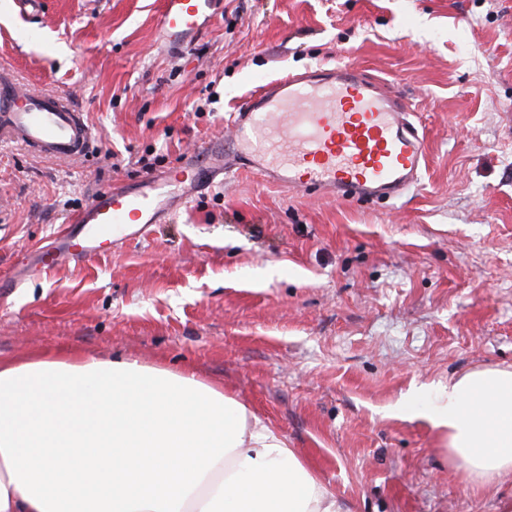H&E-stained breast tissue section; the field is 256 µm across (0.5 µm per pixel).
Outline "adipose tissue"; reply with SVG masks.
I'll return each mask as SVG.
<instances>
[{"instance_id": "adipose-tissue-1", "label": "adipose tissue", "mask_w": 512, "mask_h": 512, "mask_svg": "<svg viewBox=\"0 0 512 512\" xmlns=\"http://www.w3.org/2000/svg\"><path fill=\"white\" fill-rule=\"evenodd\" d=\"M421 412L477 488L512 471V368ZM0 512H345L284 436L191 374L94 357L0 361Z\"/></svg>"}]
</instances>
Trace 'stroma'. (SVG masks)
<instances>
[{
  "label": "stroma",
  "mask_w": 512,
  "mask_h": 512,
  "mask_svg": "<svg viewBox=\"0 0 512 512\" xmlns=\"http://www.w3.org/2000/svg\"><path fill=\"white\" fill-rule=\"evenodd\" d=\"M0 0V71L97 136L65 163L0 139V359L78 353L192 373L281 433L345 512H499L428 421L398 412L512 367V0H223L192 58L161 0ZM348 59L423 132L416 189L336 201L238 170L166 224L8 282L91 194L230 132L260 85Z\"/></svg>",
  "instance_id": "1"
}]
</instances>
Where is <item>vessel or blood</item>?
Returning <instances> with one entry per match:
<instances>
[{
	"mask_svg": "<svg viewBox=\"0 0 512 512\" xmlns=\"http://www.w3.org/2000/svg\"><path fill=\"white\" fill-rule=\"evenodd\" d=\"M220 13L221 0H163L160 38L170 48H187ZM230 129L196 145L170 171L97 189L69 236L43 247L32 272L86 260L111 238L143 236L151 225L167 223L193 193L236 169L332 199L397 200L418 185L425 163L424 138L406 103L350 63L264 87L240 105ZM0 135L71 162L86 159L95 139L67 99L22 90L7 74L0 76Z\"/></svg>",
	"mask_w": 512,
	"mask_h": 512,
	"instance_id": "vessel-or-blood-1",
	"label": "vessel or blood"
}]
</instances>
